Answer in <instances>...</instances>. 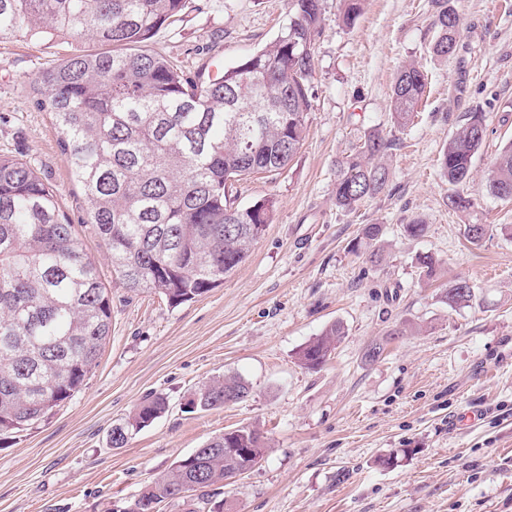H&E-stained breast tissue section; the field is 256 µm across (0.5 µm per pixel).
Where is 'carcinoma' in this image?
Here are the masks:
<instances>
[{
    "label": "carcinoma",
    "instance_id": "obj_1",
    "mask_svg": "<svg viewBox=\"0 0 512 512\" xmlns=\"http://www.w3.org/2000/svg\"><path fill=\"white\" fill-rule=\"evenodd\" d=\"M291 17L271 43L206 83L186 76L146 42L179 17L185 0H0V36L51 35L92 39L110 52L78 53L32 78L38 105L52 117L74 182L89 204L88 222L107 245L112 269L133 293H154L172 306L224 283L244 262L267 224L272 198L236 204L229 189L255 174L288 167L306 136L311 110L314 46L325 18L322 0H290ZM338 20L352 24L362 0H342ZM435 56L454 53L460 17L436 0ZM427 87L420 66L401 67L390 112L407 127ZM486 136V116L470 112L448 140L440 164L448 184L463 187ZM392 141L378 131L336 163V207L352 212L391 180L383 162ZM486 191L512 200V145L496 157ZM381 224H365L351 245L359 252L378 242ZM491 224L465 225L478 246ZM474 285L458 278L444 295L448 306L468 305ZM112 302L97 266L51 186L22 160L0 155V436L41 421L83 386L110 336ZM334 322L298 353L307 369L320 368L344 336ZM245 397L237 376L218 377L188 400L190 411L226 406L224 392ZM166 410L146 396L110 442L124 447ZM267 451L251 425L206 441L157 476L124 512H150L165 502L183 512H205L206 489L254 467ZM195 485L199 495H184Z\"/></svg>",
    "mask_w": 512,
    "mask_h": 512
}]
</instances>
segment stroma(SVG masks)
<instances>
[{"label":"stroma","mask_w":512,"mask_h":512,"mask_svg":"<svg viewBox=\"0 0 512 512\" xmlns=\"http://www.w3.org/2000/svg\"><path fill=\"white\" fill-rule=\"evenodd\" d=\"M461 19L456 52L432 46L435 0H364L350 27L340 0H323L312 108L303 145L281 174L236 184L239 205L268 197L276 210L249 258L222 286L179 306L126 290L87 224L50 117L31 79L91 43L0 38V154L16 156L55 189L112 301L111 334L82 389L33 429L0 441V512H122L175 461L212 437L256 427L269 450L225 481L235 512H512V201L484 183L512 141V0H448ZM289 0H186L178 22L147 43L196 80L235 66L272 42ZM413 62L428 88L408 127L396 129L389 94ZM487 119L466 191L448 208L440 155L468 113ZM376 130L391 139L388 187L355 212L337 208L336 162ZM423 220L413 238L404 224ZM495 230L479 246L469 224ZM365 224L385 228L383 264L352 253ZM432 255L425 278L417 259ZM475 297L451 308L457 278ZM345 334L317 370L300 348L332 322ZM405 335H395L397 326ZM383 343L381 358H365ZM251 387L237 404L189 412L187 399L221 375ZM168 408L122 448L113 425L148 394Z\"/></svg>","instance_id":"35a3bbf8"}]
</instances>
